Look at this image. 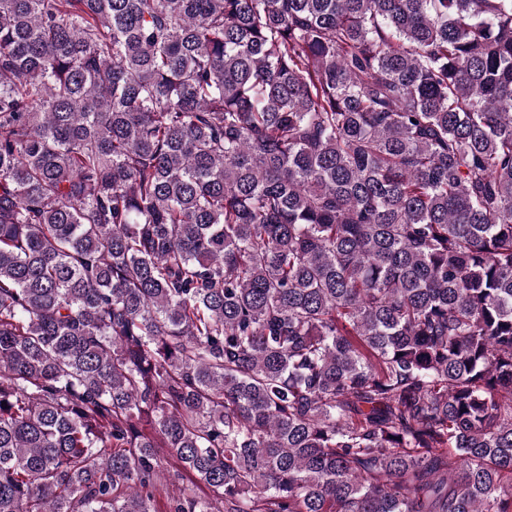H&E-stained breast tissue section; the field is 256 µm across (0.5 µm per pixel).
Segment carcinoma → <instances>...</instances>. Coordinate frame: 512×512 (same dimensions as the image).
I'll list each match as a JSON object with an SVG mask.
<instances>
[{"label": "carcinoma", "instance_id": "obj_1", "mask_svg": "<svg viewBox=\"0 0 512 512\" xmlns=\"http://www.w3.org/2000/svg\"><path fill=\"white\" fill-rule=\"evenodd\" d=\"M512 512V0H0V512Z\"/></svg>", "mask_w": 512, "mask_h": 512}]
</instances>
